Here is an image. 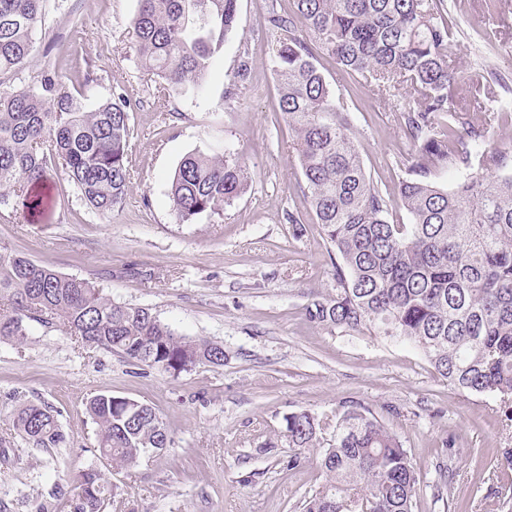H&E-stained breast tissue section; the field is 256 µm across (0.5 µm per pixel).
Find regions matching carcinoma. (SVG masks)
I'll return each mask as SVG.
<instances>
[{
	"label": "carcinoma",
	"instance_id": "carcinoma-1",
	"mask_svg": "<svg viewBox=\"0 0 512 512\" xmlns=\"http://www.w3.org/2000/svg\"><path fill=\"white\" fill-rule=\"evenodd\" d=\"M44 4L0 0V86L32 56ZM294 4L293 13L268 19L279 33L278 111L294 132L309 204L338 258L335 293L312 299L308 321L411 343L448 384L499 397L512 418V172L506 155L487 146L493 123L471 127L467 143L457 138L456 66L437 0ZM237 14L238 0H139L131 27L142 67L177 94H199ZM303 28L344 71L382 92L401 89L412 101L403 113L412 162L398 186L411 223L388 219L389 199L367 176ZM129 141V104L120 93L86 111L59 73L35 89H0V208L20 198L36 214L38 186L60 168L89 207L111 215L129 188ZM444 169L460 173L446 187L434 180ZM249 181L237 158L191 153L171 180L172 211L188 224L220 215ZM31 321L165 372L224 365L223 345L182 336L150 309L112 301L87 278L0 251V340L23 344ZM86 412L97 426L99 460L111 467L171 446L166 422L147 403L99 394ZM12 426L30 448L65 441L55 411L42 403L19 407ZM326 426L309 410L285 418L294 459L319 446ZM319 464L326 482L303 512H412L419 473L397 434L369 409L336 415ZM104 490L98 466L80 471L74 512H101Z\"/></svg>",
	"mask_w": 512,
	"mask_h": 512
}]
</instances>
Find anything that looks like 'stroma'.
Segmentation results:
<instances>
[{
	"label": "stroma",
	"mask_w": 512,
	"mask_h": 512,
	"mask_svg": "<svg viewBox=\"0 0 512 512\" xmlns=\"http://www.w3.org/2000/svg\"><path fill=\"white\" fill-rule=\"evenodd\" d=\"M137 0H48L36 49L20 70L27 86L66 73L86 109L124 94L130 111V183L111 216L87 209L66 174L51 170L48 205L32 223L21 205L0 211V247L57 272L93 280L118 303L151 309L179 334L224 346L223 366L179 375L80 346L59 328L30 322L24 345L0 342V502L32 512L55 487L71 512L77 475L94 459L96 426L85 410L112 394L153 406L173 443L106 476L104 512H302L325 476L315 451L294 461L283 436L288 413L333 416L372 410L408 449L421 483L413 512H512V421L500 399L459 390L412 344L310 323L313 295L331 292L334 250L304 195L305 183L276 110L278 35L268 17L293 0H239L238 20L214 55L201 95L165 94L141 68L130 20ZM448 53L458 64L454 105L470 125L495 112L492 147L512 153V0H441ZM336 91L368 176L409 218L398 195L411 145L402 127L408 101L381 97L362 77L317 54ZM190 153L245 162L250 186L223 215L182 224L170 179ZM297 213L295 235L287 221ZM24 401L58 413L61 447L34 450L16 438L12 414ZM448 491L436 489L438 463Z\"/></svg>",
	"instance_id": "obj_1"
}]
</instances>
